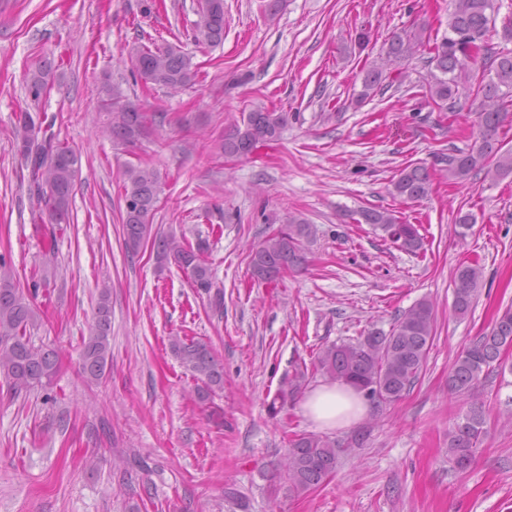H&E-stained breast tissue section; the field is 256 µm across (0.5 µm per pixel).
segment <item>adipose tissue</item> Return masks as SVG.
I'll return each instance as SVG.
<instances>
[{"mask_svg": "<svg viewBox=\"0 0 512 512\" xmlns=\"http://www.w3.org/2000/svg\"><path fill=\"white\" fill-rule=\"evenodd\" d=\"M301 408L304 415L322 430L347 428L367 412L361 394L340 383L316 386L306 394Z\"/></svg>", "mask_w": 512, "mask_h": 512, "instance_id": "ef3b65f1", "label": "adipose tissue"}]
</instances>
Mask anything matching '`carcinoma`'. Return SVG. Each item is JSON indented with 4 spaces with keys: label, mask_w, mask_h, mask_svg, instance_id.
I'll list each match as a JSON object with an SVG mask.
<instances>
[{
    "label": "carcinoma",
    "mask_w": 512,
    "mask_h": 512,
    "mask_svg": "<svg viewBox=\"0 0 512 512\" xmlns=\"http://www.w3.org/2000/svg\"><path fill=\"white\" fill-rule=\"evenodd\" d=\"M500 9L498 0H450L448 29L450 36L434 47L430 62L439 74L428 82L429 99L441 112L455 108L460 95L476 90L480 98L478 140L467 151L456 150L448 156V179L465 182L482 172L492 179L512 174V150L502 149L498 134L512 118V52L486 54L484 44L489 25ZM195 40L216 44L224 40V0H204L195 22ZM423 44L420 35L395 33L386 51L385 64L398 68ZM135 73L146 85L180 90L195 84L197 72L191 58L178 47L139 46L135 53ZM386 80L383 69L373 66L363 78L360 99L375 93ZM49 88V70L39 69L26 81L28 95L40 100ZM104 107L111 110L108 132L112 139L137 146L148 134L149 118L139 105L125 98L114 85L104 87ZM47 117L25 111L16 117V137L25 166L30 171V191L43 204L48 221L36 225L43 235L70 221V206L75 179L81 167V155L54 141L38 138ZM288 123V114L262 106L242 116L240 122L224 133V154L246 156L260 141L277 140ZM431 174L421 165L407 166L393 182V194L420 201L430 194ZM124 245L130 256L151 243L158 268L173 263L191 280L194 287L210 293L212 274L203 259L206 242L191 245L174 233L152 234L153 218L159 202V175L149 167L131 165L125 170ZM367 224L378 227L399 248L416 253L424 249V237L414 224L400 221L388 211L366 209L361 213ZM310 225L291 217L275 232L252 249L251 275L258 281H273L290 269L308 262L306 243ZM482 271L476 265L460 267L454 277V312L467 316L480 287ZM39 316L22 291L14 273L0 257V377L11 390L20 394L32 390L48 392L58 371L56 354L32 340L31 329ZM112 308L110 288L99 290L96 320L91 335L83 343L82 374L89 382L105 377L112 358ZM434 339V311L422 300L397 318L387 334L370 331L354 343L333 344L316 358V369L329 382H345L368 399L391 403L409 392L419 379ZM170 347L197 380L195 397L204 403L224 387V365L211 346L199 339L174 336ZM512 348V307L496 318L490 333L479 337L456 356L448 373V392L456 397L472 398L484 375L503 367L501 354ZM305 373L298 372L284 381L269 405L273 414L293 402L305 386ZM483 406L474 402L448 432V460L460 471L473 462L476 450L487 433ZM339 444L317 435H299L289 441L288 453L281 464L280 476L288 490L304 494L319 487L332 475L338 463Z\"/></svg>",
    "instance_id": "obj_1"
}]
</instances>
